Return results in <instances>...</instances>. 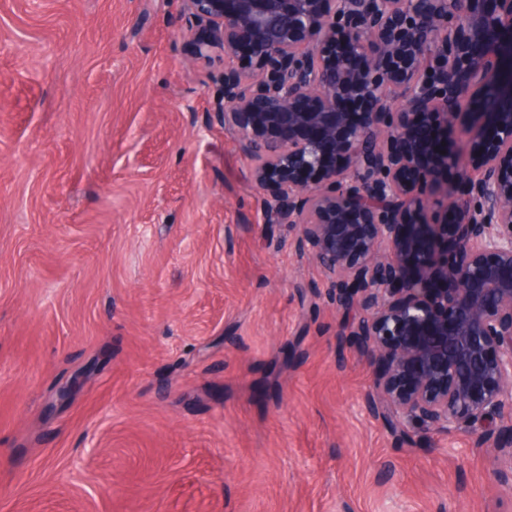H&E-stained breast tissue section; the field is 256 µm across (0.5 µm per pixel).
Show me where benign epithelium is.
Masks as SVG:
<instances>
[{
  "label": "benign epithelium",
  "mask_w": 512,
  "mask_h": 512,
  "mask_svg": "<svg viewBox=\"0 0 512 512\" xmlns=\"http://www.w3.org/2000/svg\"><path fill=\"white\" fill-rule=\"evenodd\" d=\"M266 223L328 272L397 436L512 490V0H182Z\"/></svg>",
  "instance_id": "1"
}]
</instances>
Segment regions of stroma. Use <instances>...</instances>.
Returning a JSON list of instances; mask_svg holds the SVG:
<instances>
[{
  "label": "stroma",
  "mask_w": 512,
  "mask_h": 512,
  "mask_svg": "<svg viewBox=\"0 0 512 512\" xmlns=\"http://www.w3.org/2000/svg\"><path fill=\"white\" fill-rule=\"evenodd\" d=\"M186 28L181 0H0V512H512L467 434L367 412Z\"/></svg>",
  "instance_id": "stroma-1"
}]
</instances>
